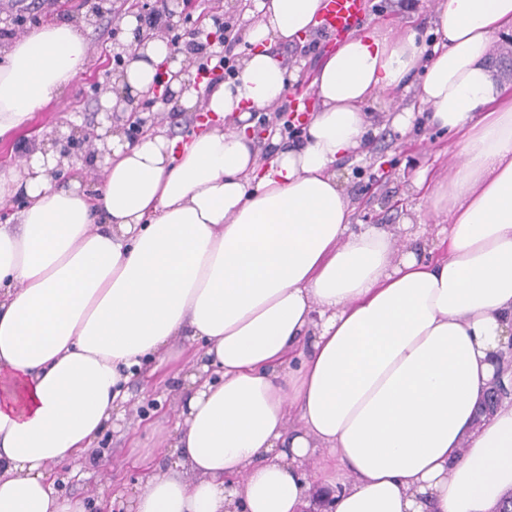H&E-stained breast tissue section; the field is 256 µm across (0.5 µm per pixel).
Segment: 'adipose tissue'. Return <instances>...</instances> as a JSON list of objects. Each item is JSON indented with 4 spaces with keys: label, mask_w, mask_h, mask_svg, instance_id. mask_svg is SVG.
I'll return each mask as SVG.
<instances>
[{
    "label": "adipose tissue",
    "mask_w": 512,
    "mask_h": 512,
    "mask_svg": "<svg viewBox=\"0 0 512 512\" xmlns=\"http://www.w3.org/2000/svg\"><path fill=\"white\" fill-rule=\"evenodd\" d=\"M249 51L206 98L184 59L144 38L106 107L131 113L166 81L204 102L188 138L113 129L103 178L59 185L48 144L0 171V512H85L55 467L84 458L135 371L179 366L171 445L131 512H497L512 491V405L475 417L512 341V88L488 67L512 0H438L416 31L344 42L312 80L301 140L259 159L251 111L297 74L268 51L313 28L322 0H253ZM78 26L47 23L0 66V141L26 130L84 69ZM414 89L459 163L429 191L435 224L351 230L336 174L377 128L365 105ZM183 337L187 345L174 350ZM320 460L316 475L307 466Z\"/></svg>",
    "instance_id": "obj_1"
}]
</instances>
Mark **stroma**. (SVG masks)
Returning a JSON list of instances; mask_svg holds the SVG:
<instances>
[{
    "label": "stroma",
    "instance_id": "stroma-1",
    "mask_svg": "<svg viewBox=\"0 0 512 512\" xmlns=\"http://www.w3.org/2000/svg\"><path fill=\"white\" fill-rule=\"evenodd\" d=\"M435 0H369L364 29H378L398 35L410 28L419 29L424 39H431L429 18ZM127 7L115 0L112 11L96 12L69 0L57 6L49 0L41 13L42 20L66 21L81 26L90 51L86 68L45 109L37 112L29 132L13 144H0V169L16 165L27 145L41 137L66 138L77 134L81 146L71 149L68 166L56 176L65 181L78 175L85 187L91 188L102 179V170L91 158L96 143L105 141L112 126L125 122L124 113L105 114L100 104L104 89L118 76L112 63L116 52L128 53L130 41L121 28ZM112 27L115 38H107L104 30ZM337 49L336 43L312 30L303 40L287 44L275 42L273 50L288 66L298 69V79L286 96L289 109L304 107L313 111L316 99L312 78L323 60ZM420 105L413 93L379 96L367 106L380 129L369 156L354 162L338 174L345 194L354 207L357 224L403 223L405 216L421 213L425 223H433L428 203L412 186L422 170L435 177L447 176L457 158L447 135L426 127L408 132L393 126L392 113L418 111ZM139 117L146 127L160 129L168 136L188 133L198 123V115L169 108L166 102L140 106ZM182 380L176 372L152 378L134 376L129 384V397L118 420L96 440L89 461L82 463L76 474H64L57 482L59 492L82 498L86 512H129L128 501L142 476L168 471L172 458L161 450L162 441L172 439L177 415V396Z\"/></svg>",
    "mask_w": 512,
    "mask_h": 512
}]
</instances>
